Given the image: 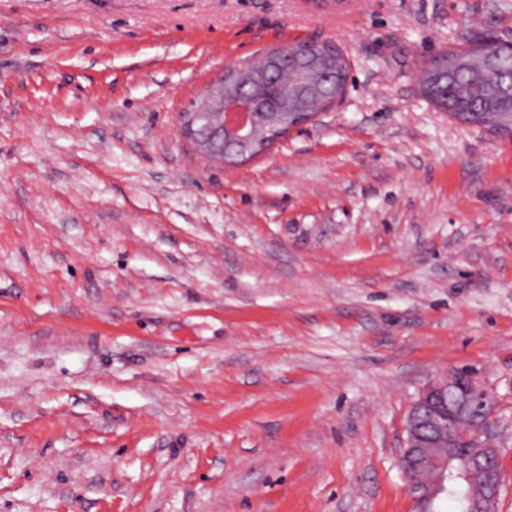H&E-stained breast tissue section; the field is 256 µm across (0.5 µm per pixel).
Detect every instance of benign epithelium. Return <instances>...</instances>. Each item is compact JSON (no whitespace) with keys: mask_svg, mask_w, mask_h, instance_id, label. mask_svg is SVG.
Returning <instances> with one entry per match:
<instances>
[{"mask_svg":"<svg viewBox=\"0 0 512 512\" xmlns=\"http://www.w3.org/2000/svg\"><path fill=\"white\" fill-rule=\"evenodd\" d=\"M302 48L301 42L277 47L245 68L225 69L221 79L211 83L203 94L207 109L194 113L189 121L182 120L184 140L205 156L225 164L263 153L266 147L251 146L253 130L265 115L278 107L280 100L258 97L240 89L226 93L224 83L231 79L241 83L254 71L264 73L269 82H278L282 71L288 70V64L303 70L316 61L312 54L299 53ZM491 398V390L477 380L471 378L464 383L453 372L432 379L419 390L408 413L405 448L399 459L402 477L418 512H425V505L447 489L448 456L438 452L450 437L447 418L461 417L474 404ZM493 424L490 416L464 432L467 446L481 452L479 456L469 454L459 470L458 477L467 484L476 472L499 461V449L484 446L485 439L493 435Z\"/></svg>","mask_w":512,"mask_h":512,"instance_id":"1","label":"benign epithelium"}]
</instances>
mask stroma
<instances>
[{"label":"stroma","mask_w":512,"mask_h":512,"mask_svg":"<svg viewBox=\"0 0 512 512\" xmlns=\"http://www.w3.org/2000/svg\"><path fill=\"white\" fill-rule=\"evenodd\" d=\"M331 40L344 95L224 167L226 67ZM512 0H0V512H414L430 379L494 394L512 512V135L422 94Z\"/></svg>","instance_id":"obj_1"}]
</instances>
